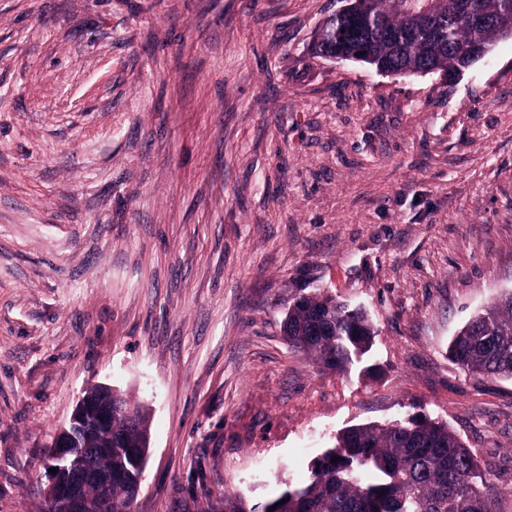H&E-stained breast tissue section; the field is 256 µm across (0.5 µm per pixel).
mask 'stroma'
I'll return each instance as SVG.
<instances>
[{"instance_id":"stroma-1","label":"stroma","mask_w":512,"mask_h":512,"mask_svg":"<svg viewBox=\"0 0 512 512\" xmlns=\"http://www.w3.org/2000/svg\"><path fill=\"white\" fill-rule=\"evenodd\" d=\"M340 0H0V512H40L84 392L145 405L135 512L264 503L336 437L426 417L512 512V381L448 343L512 292V39L460 76L311 55ZM371 315L341 374L283 339ZM283 334L290 347L342 373L352 355L367 348L375 329L363 311L318 292L288 302Z\"/></svg>"}]
</instances>
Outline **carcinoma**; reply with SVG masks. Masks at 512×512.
Listing matches in <instances>:
<instances>
[{
    "instance_id": "cac0c4a2",
    "label": "carcinoma",
    "mask_w": 512,
    "mask_h": 512,
    "mask_svg": "<svg viewBox=\"0 0 512 512\" xmlns=\"http://www.w3.org/2000/svg\"><path fill=\"white\" fill-rule=\"evenodd\" d=\"M469 3L468 13L457 11L455 0H431L427 11L409 12L402 0H349L344 12L318 29L312 54L364 63L386 75L457 73L465 70L462 51L487 53L494 39L512 30V0ZM476 15L488 22L476 25ZM283 334L290 347L342 373L375 329L363 311L318 292L288 303ZM449 352L473 376L512 379V293L471 318ZM85 397L112 405V455H100L97 463L112 465V512H134L148 415L120 391L95 387ZM364 469L376 471L377 480L363 481ZM498 499L474 454L447 426L412 419L347 431L313 461L305 485L261 506L224 493L219 506L205 512H499Z\"/></svg>"
}]
</instances>
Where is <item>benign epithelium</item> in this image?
Returning <instances> with one entry per match:
<instances>
[{
  "instance_id": "7a95c632",
  "label": "benign epithelium",
  "mask_w": 512,
  "mask_h": 512,
  "mask_svg": "<svg viewBox=\"0 0 512 512\" xmlns=\"http://www.w3.org/2000/svg\"><path fill=\"white\" fill-rule=\"evenodd\" d=\"M85 399H80L69 424L60 428L47 445L45 467L57 469L47 473L44 497L56 508V512H112V472L88 470L82 467L83 458L74 454L80 430L84 425ZM86 480L93 481L99 493L93 498L83 495L81 486Z\"/></svg>"
}]
</instances>
